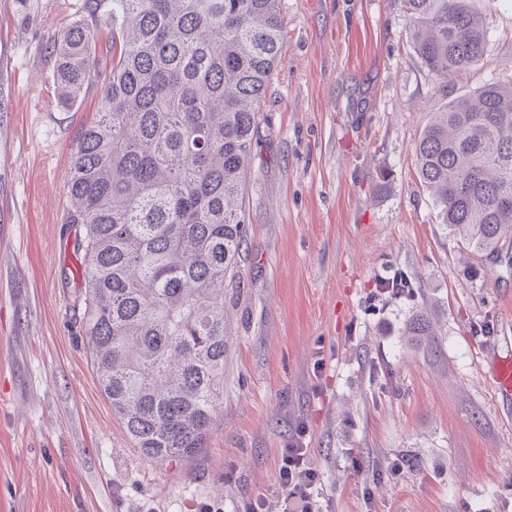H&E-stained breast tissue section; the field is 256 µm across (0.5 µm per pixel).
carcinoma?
<instances>
[{
  "label": "carcinoma",
  "mask_w": 512,
  "mask_h": 512,
  "mask_svg": "<svg viewBox=\"0 0 512 512\" xmlns=\"http://www.w3.org/2000/svg\"><path fill=\"white\" fill-rule=\"evenodd\" d=\"M420 61L471 68L486 29L470 0H404ZM112 67L94 28L52 46L58 98L100 87L76 138L68 223L84 229L83 332L99 384L140 452L193 458L224 397L225 297L239 277L242 201L283 36L279 0H112ZM443 223L474 249L512 238V80L434 112L415 147ZM409 336H433L424 315Z\"/></svg>",
  "instance_id": "obj_1"
}]
</instances>
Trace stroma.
Wrapping results in <instances>:
<instances>
[{
  "instance_id": "stroma-1",
  "label": "stroma",
  "mask_w": 512,
  "mask_h": 512,
  "mask_svg": "<svg viewBox=\"0 0 512 512\" xmlns=\"http://www.w3.org/2000/svg\"><path fill=\"white\" fill-rule=\"evenodd\" d=\"M471 5L486 52L445 78L415 55L403 0H279L223 404L200 455L161 463L99 386L67 221L100 90L60 105L51 47L86 23L110 65L112 2L0 0V512H280L294 442L323 512H512V406L489 362L512 337V241L492 259L442 224L414 152L430 113L512 77V0ZM393 276L404 297L380 293ZM420 313L435 337L406 335Z\"/></svg>"
}]
</instances>
